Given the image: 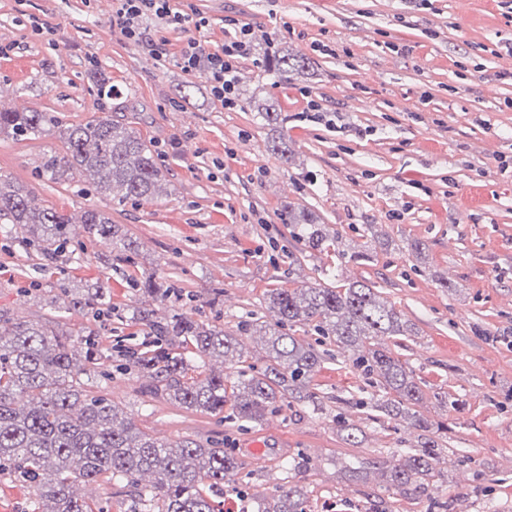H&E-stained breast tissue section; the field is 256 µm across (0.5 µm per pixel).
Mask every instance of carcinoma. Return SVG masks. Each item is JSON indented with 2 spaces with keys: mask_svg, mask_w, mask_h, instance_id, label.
Listing matches in <instances>:
<instances>
[{
  "mask_svg": "<svg viewBox=\"0 0 512 512\" xmlns=\"http://www.w3.org/2000/svg\"><path fill=\"white\" fill-rule=\"evenodd\" d=\"M276 73L306 68L303 57L278 50L272 58ZM263 124L280 127L281 112L271 103L258 112ZM55 134L64 153L42 157L39 176L50 181L88 183L99 194L120 201L149 200L162 170L152 149L130 128L101 115L83 124L66 125L50 112H11L0 109V138L33 141ZM296 239L312 251H322L329 236L312 213L285 207ZM0 223L10 224L24 242L42 252L62 255L75 238L69 217L26 186L0 174ZM86 232L130 259L136 241L120 232L112 218L97 209L82 215ZM143 291L160 302L171 288L143 276ZM269 308L278 315L276 328L266 333L264 369H240L226 396L224 371H196L197 361L233 358L243 362L235 337L220 327L185 313L165 320L139 309L134 321L149 329L153 340L123 354L125 365L150 373V394L187 411L218 416L232 399L234 418L258 424L265 413L289 400L313 399L308 383L323 362L314 346L283 332L284 327L314 326L349 351L377 336H405L408 325L374 289L362 284L308 288H275L267 292ZM111 305L110 290L98 284L71 301L70 309H99ZM74 347L70 331L56 319L14 322L0 317V471L8 468L30 482L42 503L40 512H103L79 497L80 482L103 478L134 488L146 512H223L224 482L240 470L238 459L222 448L194 442H164L137 429L123 411L95 389L90 365L99 355L95 343L80 339ZM353 366L375 379L382 395L377 411L390 419L408 413L422 397L412 372L392 353L370 348L352 359ZM435 440L405 454L386 475V490L404 495L427 492L435 477ZM151 477L149 485L141 484ZM304 492L283 485L261 499L258 512H305Z\"/></svg>",
  "mask_w": 512,
  "mask_h": 512,
  "instance_id": "1",
  "label": "carcinoma"
}]
</instances>
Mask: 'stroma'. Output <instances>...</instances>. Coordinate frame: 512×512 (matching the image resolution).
Returning a JSON list of instances; mask_svg holds the SVG:
<instances>
[{"label": "stroma", "instance_id": "obj_1", "mask_svg": "<svg viewBox=\"0 0 512 512\" xmlns=\"http://www.w3.org/2000/svg\"><path fill=\"white\" fill-rule=\"evenodd\" d=\"M210 20L195 37L217 50L239 26L251 56L225 108L203 74L173 60L186 32L151 24L169 58L126 39L113 0H0V108L52 112L66 124L97 116L96 91L118 92L113 120L150 145L165 177L152 201L117 202L39 179L53 135L0 139V173L80 221L96 208L137 239L133 262L81 233L57 258L25 246L0 224V315L53 319L63 286L105 283L112 310L75 312L111 359L102 391L154 437L220 443L242 462L224 486L226 512H256L259 498L291 482L306 512H512V0H173ZM303 55L309 70L277 77L271 53ZM282 112L289 160L272 154L256 104ZM319 215L339 246L307 251L284 207ZM426 249L415 255L413 241ZM345 259H337V250ZM181 291L159 303L139 291L142 273ZM366 284L413 326L378 338L420 381L414 416L374 419L379 390L334 338L299 335L326 356L312 402H291L244 428L147 393L148 376L122 368L121 350L143 341L137 308L177 310L237 336L248 363L263 366L265 339L250 315L274 325L264 305L274 288ZM345 417L352 434L340 431ZM438 425L439 479L429 494L384 488L383 471L419 447L416 419ZM265 442L262 459L247 443ZM368 477L348 482L346 466Z\"/></svg>", "mask_w": 512, "mask_h": 512}]
</instances>
